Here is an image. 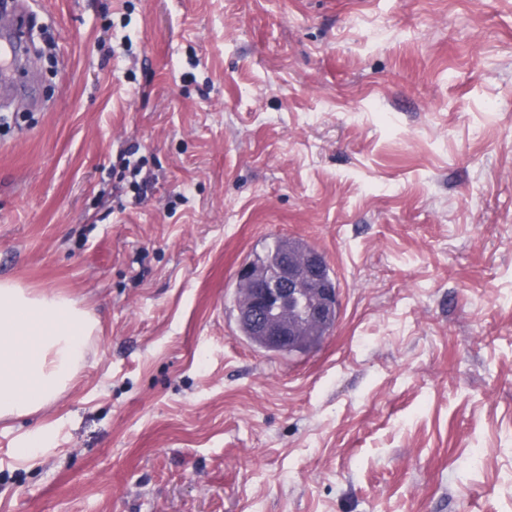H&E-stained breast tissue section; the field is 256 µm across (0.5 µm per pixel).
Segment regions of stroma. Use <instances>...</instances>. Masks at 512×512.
<instances>
[{"mask_svg":"<svg viewBox=\"0 0 512 512\" xmlns=\"http://www.w3.org/2000/svg\"><path fill=\"white\" fill-rule=\"evenodd\" d=\"M21 2L0 280L100 331L0 512H512V0ZM283 236L340 302L290 359L235 309Z\"/></svg>","mask_w":512,"mask_h":512,"instance_id":"stroma-1","label":"stroma"}]
</instances>
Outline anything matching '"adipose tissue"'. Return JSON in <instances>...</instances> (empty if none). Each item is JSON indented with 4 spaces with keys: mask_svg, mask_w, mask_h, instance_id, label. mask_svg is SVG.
<instances>
[{
    "mask_svg": "<svg viewBox=\"0 0 512 512\" xmlns=\"http://www.w3.org/2000/svg\"><path fill=\"white\" fill-rule=\"evenodd\" d=\"M98 331L92 310L69 297L0 281V421L55 402L84 367Z\"/></svg>",
    "mask_w": 512,
    "mask_h": 512,
    "instance_id": "ef3b65f1",
    "label": "adipose tissue"
}]
</instances>
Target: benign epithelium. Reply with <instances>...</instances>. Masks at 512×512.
Listing matches in <instances>:
<instances>
[{"label": "benign epithelium", "mask_w": 512, "mask_h": 512, "mask_svg": "<svg viewBox=\"0 0 512 512\" xmlns=\"http://www.w3.org/2000/svg\"><path fill=\"white\" fill-rule=\"evenodd\" d=\"M320 257L285 254L270 277L251 266L241 270L244 285L238 316L269 352H279L307 337L310 326L337 312V296L322 286Z\"/></svg>", "instance_id": "obj_1"}]
</instances>
